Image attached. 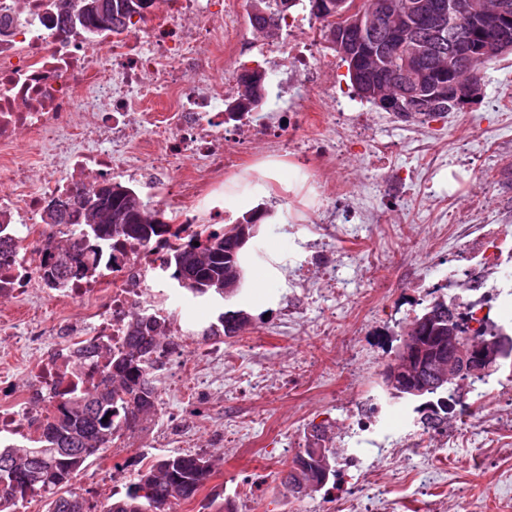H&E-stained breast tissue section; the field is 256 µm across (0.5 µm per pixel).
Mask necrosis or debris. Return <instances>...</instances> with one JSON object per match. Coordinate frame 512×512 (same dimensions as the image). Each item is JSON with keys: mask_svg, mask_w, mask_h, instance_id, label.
Wrapping results in <instances>:
<instances>
[{"mask_svg": "<svg viewBox=\"0 0 512 512\" xmlns=\"http://www.w3.org/2000/svg\"><path fill=\"white\" fill-rule=\"evenodd\" d=\"M167 19L137 22L119 35H86L81 27L71 34L56 32L51 0H0V224L16 242L12 257L0 258V299L21 298L32 290L56 307L80 310L77 319L50 328L58 342L35 356L32 386L14 396L9 381L0 382V446L36 436L51 405L72 375L98 379L95 364L78 361L73 350L82 342L124 346L132 317L149 313L166 322L177 346L164 360L194 352L200 376L221 345L202 348L193 322L181 312V289L165 284L163 262L169 249L196 231L189 205L208 204L224 182V174L240 168L248 153L226 155L224 142L250 130L267 140L276 157H292L306 165L315 147L290 130L279 113L256 119L251 114L228 115L225 101L236 98L238 81L233 58L243 52L233 27L236 0H159ZM192 15L196 24L183 28L175 17ZM224 44L227 58L203 55V42ZM317 32L287 25L284 34L252 48L302 74L314 97L332 99L333 86L319 72L331 67L316 59ZM154 88L170 92L173 105L158 112L146 104ZM38 148L46 174L31 181L27 163L14 155L19 139ZM198 159L194 172L175 176L184 155ZM99 177H141L145 198L174 216L165 240L150 244L127 241L113 249L86 253L96 274L64 287L49 285L43 273L46 239L65 240L68 224L40 223L42 209L64 188L82 186L87 174ZM467 251L477 264L512 278V238L504 229L469 240Z\"/></svg>", "mask_w": 512, "mask_h": 512, "instance_id": "necrosis-or-debris-1", "label": "necrosis or debris"}]
</instances>
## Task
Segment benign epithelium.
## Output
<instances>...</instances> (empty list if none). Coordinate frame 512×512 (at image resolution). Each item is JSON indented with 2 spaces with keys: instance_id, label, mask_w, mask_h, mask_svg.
<instances>
[{
  "instance_id": "benign-epithelium-1",
  "label": "benign epithelium",
  "mask_w": 512,
  "mask_h": 512,
  "mask_svg": "<svg viewBox=\"0 0 512 512\" xmlns=\"http://www.w3.org/2000/svg\"><path fill=\"white\" fill-rule=\"evenodd\" d=\"M336 14L346 19V25L356 29L362 46H350L345 54L353 76L368 73L366 63L370 57L387 53L384 45L377 43L375 32L386 24L388 38L403 50L402 62L397 72L400 89L390 93L383 89L385 79L373 81L367 99L377 107L400 117L411 111L410 99L424 93L428 108L437 106L463 109L478 99L483 87L464 83L456 77L457 66L468 59H484L483 48L457 30V24L467 21L475 28L493 31L498 45L512 50V4L502 0L489 8L484 0H402L380 17L357 12L356 5L347 0L336 2ZM432 26V39L420 37L419 27ZM448 44V83L436 80L437 72L426 68L425 61L434 57L439 47ZM455 302L448 303V335L437 337L438 350L430 356L421 352L416 336H401L393 360L386 365L381 383L386 390L397 386L409 394L421 395L443 385L463 379L484 377L493 369L512 363V333L500 329L496 335L479 341L469 339L468 333L453 325ZM436 363L439 372L429 385L416 382L414 368L418 364Z\"/></svg>"
}]
</instances>
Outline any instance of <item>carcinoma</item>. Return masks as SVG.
Masks as SVG:
<instances>
[{
	"label": "carcinoma",
	"instance_id": "cac0c4a2",
	"mask_svg": "<svg viewBox=\"0 0 512 512\" xmlns=\"http://www.w3.org/2000/svg\"><path fill=\"white\" fill-rule=\"evenodd\" d=\"M60 3L59 31L70 30L75 22L86 28L102 32L119 33L132 23L133 18L144 20L139 13L141 0H110L111 13L106 24L98 23L96 11L72 20L65 10L67 0ZM264 0H254L252 25L269 38V28H280V15L267 14ZM311 16L322 23L324 39L336 30L331 8L336 0H309ZM474 40L485 48L484 55L491 58L499 54L495 35L489 31L474 34ZM41 220L48 225L74 224L77 236L52 242L47 247L46 277L63 284L87 274L89 267L84 254L102 249L113 240L133 239L150 243L168 231L165 211L143 199L138 191L119 182L110 190L95 211L60 209L54 213L44 208ZM253 223V216L245 214L232 224L203 225L201 233L169 253L165 269L170 279L178 282L183 274H190V283L182 286L184 293L193 298L231 301L240 292L226 289V275L231 271L245 274L244 251L233 254L226 245L236 237L240 225ZM199 245H194V242ZM433 313L439 323L448 324V296L439 295L422 307L420 313L404 327L410 333L425 314ZM203 336L233 338L252 326V317L242 309L223 311ZM172 344L165 324L157 319L134 317L128 324L124 349L112 354L106 348L89 346L81 350L84 357L106 355L102 366L103 380L85 389L67 388L63 391L55 412L47 417L40 428L37 445L0 449V512H16L19 503L28 497L47 494L53 496L48 512H64L60 503L78 498L80 494L58 491L71 485L75 474L91 457L100 455L117 440L119 432L131 430L157 412V391L146 373L145 364ZM460 385L443 386L420 397L421 403L405 397L392 401L414 405L419 423L435 428L448 423V399L457 395ZM321 468V459L309 449L300 451L287 465L283 483L292 489L296 483H310ZM212 474V462L206 456L174 454L158 459L154 464L137 470L125 495L105 502L101 512H174V508L193 499Z\"/></svg>",
	"mask_w": 512,
	"mask_h": 512
}]
</instances>
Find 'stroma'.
I'll use <instances>...</instances> for the list:
<instances>
[{"instance_id": "1", "label": "stroma", "mask_w": 512, "mask_h": 512, "mask_svg": "<svg viewBox=\"0 0 512 512\" xmlns=\"http://www.w3.org/2000/svg\"><path fill=\"white\" fill-rule=\"evenodd\" d=\"M326 74L348 109L328 127L306 121L310 140L328 142L310 171L279 161L264 176L269 144L224 176V211L196 210L199 224L228 222L256 207L268 216L245 253L246 281L230 303L253 318L248 333L224 340L232 363L207 367L204 391L167 393L164 408L120 440L158 456L219 455L204 493L180 512H203L206 494L251 488L241 512H512V417L486 410L448 428L447 442L422 432L414 414L369 413L381 402L380 372L402 326L436 289L456 295L449 268L480 271L477 297L512 319V285L465 261L462 245L489 228L512 229V53L481 67L483 94L468 109L424 122L381 111L352 87L347 65L320 42ZM365 113L363 131L349 122ZM393 156L380 163L372 144ZM336 263L335 281L323 275ZM31 352L0 341V371L11 387L30 384ZM369 423L360 462L335 483L299 498L281 483L314 429H326L339 459L353 454L358 423ZM376 497L362 506L359 490Z\"/></svg>"}]
</instances>
